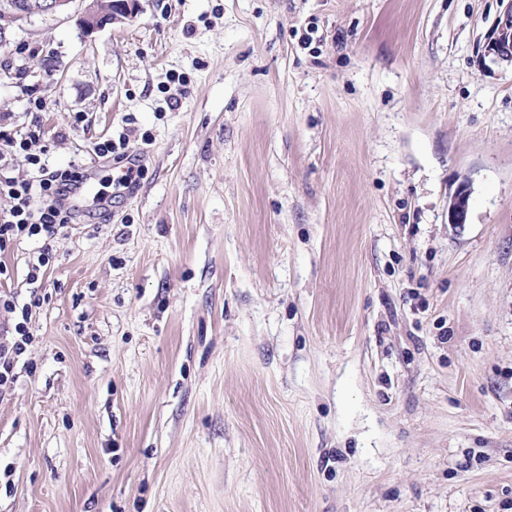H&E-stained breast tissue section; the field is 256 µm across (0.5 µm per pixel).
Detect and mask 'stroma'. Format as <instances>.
Segmentation results:
<instances>
[{
    "mask_svg": "<svg viewBox=\"0 0 512 512\" xmlns=\"http://www.w3.org/2000/svg\"><path fill=\"white\" fill-rule=\"evenodd\" d=\"M14 27L0 115L100 196L0 253V512H512L501 0H140ZM178 109H170V98ZM126 137L136 184L96 144ZM472 188L468 221L448 195ZM126 3V8L119 12L113 10L112 0H81L84 4L77 19V24L85 35H91L112 24L122 23L124 20L134 16L140 9L138 0ZM132 1H138L134 6ZM485 37L478 54V66L483 73L495 68L512 69V1L507 0ZM470 198V187L460 183L451 194L448 203V222L460 226L466 224ZM15 338L8 343L0 344V395L6 393L14 380V362L31 342L30 330L27 326V313L22 312V321L14 325Z\"/></svg>",
    "mask_w": 512,
    "mask_h": 512,
    "instance_id": "stroma-1",
    "label": "stroma"
}]
</instances>
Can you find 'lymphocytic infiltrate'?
I'll return each mask as SVG.
<instances>
[{"mask_svg": "<svg viewBox=\"0 0 512 512\" xmlns=\"http://www.w3.org/2000/svg\"><path fill=\"white\" fill-rule=\"evenodd\" d=\"M42 139L41 128L36 124L21 137L0 126V195L11 201L10 208L0 213V251L24 238L42 239L38 262L29 272L34 281L49 263L58 231L73 219L72 210L63 200L85 178L82 169L50 166ZM19 153L25 154L33 167L32 177L21 179L12 175L10 161Z\"/></svg>", "mask_w": 512, "mask_h": 512, "instance_id": "1", "label": "lymphocytic infiltrate"}]
</instances>
